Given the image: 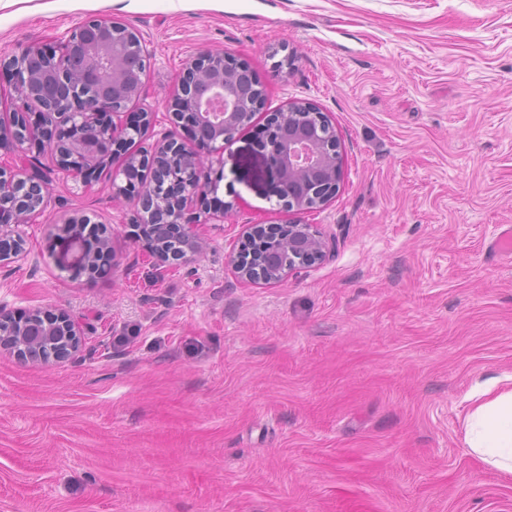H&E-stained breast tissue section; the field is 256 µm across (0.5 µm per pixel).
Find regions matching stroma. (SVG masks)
Returning a JSON list of instances; mask_svg holds the SVG:
<instances>
[{
  "instance_id": "35a3bbf8",
  "label": "stroma",
  "mask_w": 512,
  "mask_h": 512,
  "mask_svg": "<svg viewBox=\"0 0 512 512\" xmlns=\"http://www.w3.org/2000/svg\"><path fill=\"white\" fill-rule=\"evenodd\" d=\"M106 15L149 68L136 106L170 123L199 53L247 61L266 101L224 152L225 214L160 266L127 238L132 201L49 173L0 266V308L83 325L76 359L0 355V512H512V478L464 450L473 385L512 374V0H0V55ZM293 100L330 117L343 154L326 205L288 214L256 127ZM70 214L105 226L114 265L75 275ZM336 240L275 285L227 257L246 225L288 218Z\"/></svg>"
}]
</instances>
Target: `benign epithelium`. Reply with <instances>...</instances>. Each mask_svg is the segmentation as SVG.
Segmentation results:
<instances>
[{
	"mask_svg": "<svg viewBox=\"0 0 512 512\" xmlns=\"http://www.w3.org/2000/svg\"><path fill=\"white\" fill-rule=\"evenodd\" d=\"M148 59L140 36L108 18H89L60 41L22 46L5 60L20 105L0 116V150L21 159L24 145L53 150L60 170L86 182L107 175L113 194L135 201L137 220L131 237L143 242L161 264H179L200 252L205 241L186 214L193 197L217 195L213 164H224V149L261 109L265 89L246 63L208 51L177 74V90L167 109L173 129L154 145L124 154L130 135L144 133L153 113L115 122L141 96ZM262 151L272 189L292 211L319 208L338 192L343 175L340 143L328 115L308 101H291L267 115ZM47 178L19 163L0 166V265L23 258L24 240L14 233L40 206ZM90 219L68 216L58 236L79 248L78 270L89 277L105 271L112 248L105 235L84 234ZM173 235L182 241L178 256L160 245ZM335 241L315 225H248L228 263L256 284L283 281L298 267L319 263ZM79 323L62 309L35 308L22 315L0 309V354L50 365L80 352Z\"/></svg>",
	"mask_w": 512,
	"mask_h": 512,
	"instance_id": "obj_1",
	"label": "benign epithelium"
}]
</instances>
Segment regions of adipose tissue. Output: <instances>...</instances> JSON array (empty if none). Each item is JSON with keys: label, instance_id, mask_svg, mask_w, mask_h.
I'll return each mask as SVG.
<instances>
[{"label": "adipose tissue", "instance_id": "1", "mask_svg": "<svg viewBox=\"0 0 512 512\" xmlns=\"http://www.w3.org/2000/svg\"><path fill=\"white\" fill-rule=\"evenodd\" d=\"M465 416L464 446L490 470L512 476V375L477 382Z\"/></svg>", "mask_w": 512, "mask_h": 512}]
</instances>
